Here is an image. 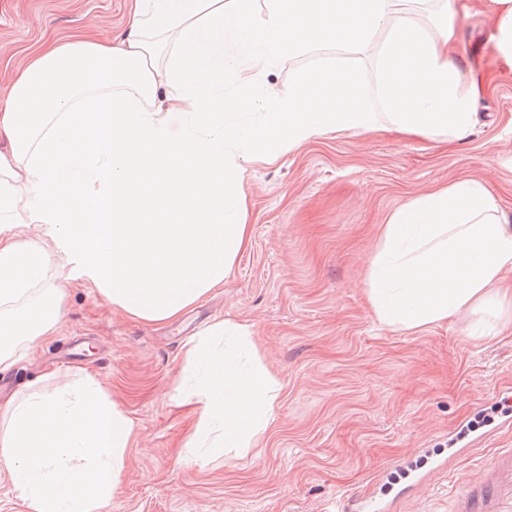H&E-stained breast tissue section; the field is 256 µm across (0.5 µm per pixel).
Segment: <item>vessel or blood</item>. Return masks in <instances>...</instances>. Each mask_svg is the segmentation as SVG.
<instances>
[{
	"instance_id": "1",
	"label": "vessel or blood",
	"mask_w": 512,
	"mask_h": 512,
	"mask_svg": "<svg viewBox=\"0 0 512 512\" xmlns=\"http://www.w3.org/2000/svg\"><path fill=\"white\" fill-rule=\"evenodd\" d=\"M454 512H512V448L499 449L484 463L479 479L463 483ZM338 512H386L381 499L365 496L344 501Z\"/></svg>"
}]
</instances>
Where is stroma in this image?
Listing matches in <instances>:
<instances>
[{"instance_id":"1","label":"stroma","mask_w":512,"mask_h":512,"mask_svg":"<svg viewBox=\"0 0 512 512\" xmlns=\"http://www.w3.org/2000/svg\"><path fill=\"white\" fill-rule=\"evenodd\" d=\"M131 0H0V109L28 59L52 43L125 32ZM483 17L460 51L494 82L467 140L394 131L328 134L244 175L250 247L223 287L178 320L113 311L79 261L55 249L65 288L55 335L0 371V400L90 373L135 426L122 482L101 512H326L337 499L386 494L396 512H451L512 427L488 417L512 399V326L473 338L468 316L415 333L374 319L364 279L382 224L410 199L462 178L485 182L512 221V71L494 58ZM251 325L283 390L275 424L243 458L189 459L201 405L177 400L183 345L197 323Z\"/></svg>"}]
</instances>
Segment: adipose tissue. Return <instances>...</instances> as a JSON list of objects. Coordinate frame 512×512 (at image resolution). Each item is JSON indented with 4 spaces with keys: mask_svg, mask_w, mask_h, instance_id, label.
<instances>
[{
    "mask_svg": "<svg viewBox=\"0 0 512 512\" xmlns=\"http://www.w3.org/2000/svg\"><path fill=\"white\" fill-rule=\"evenodd\" d=\"M476 13L512 68V0H134L121 38L62 42L14 84L0 113V224L20 223L28 202L114 309L174 320L223 286L251 242L247 165L329 133H473L486 81L453 48ZM330 44L368 50L372 78L339 57L300 71L290 92L255 90ZM48 264L45 248L0 233V370L57 329L64 291L44 287ZM510 266L512 226L484 182L461 179L390 214L365 290L380 325L415 332L471 314L487 336L512 316ZM184 360L194 386L174 394L201 404L192 459L259 447L282 385L249 325L213 324ZM0 419V466L25 512H99L111 499L134 426L91 375L10 396Z\"/></svg>",
    "mask_w": 512,
    "mask_h": 512,
    "instance_id": "adipose-tissue-1",
    "label": "adipose tissue"
}]
</instances>
